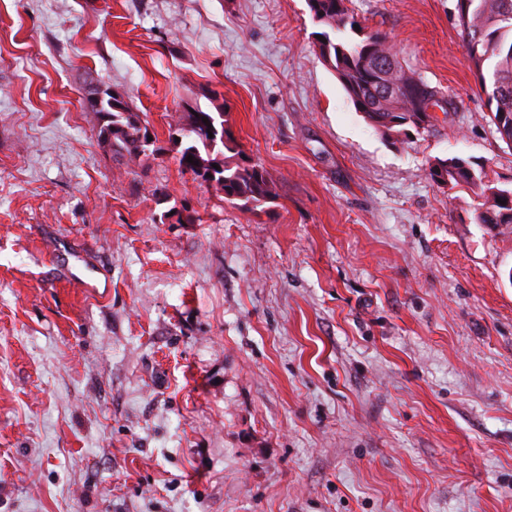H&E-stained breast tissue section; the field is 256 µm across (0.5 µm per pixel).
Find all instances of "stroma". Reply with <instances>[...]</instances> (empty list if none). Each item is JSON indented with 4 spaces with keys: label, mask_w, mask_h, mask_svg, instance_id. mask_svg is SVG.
Segmentation results:
<instances>
[{
    "label": "stroma",
    "mask_w": 512,
    "mask_h": 512,
    "mask_svg": "<svg viewBox=\"0 0 512 512\" xmlns=\"http://www.w3.org/2000/svg\"><path fill=\"white\" fill-rule=\"evenodd\" d=\"M346 5L453 97L431 130L368 125L306 0H0V512H512V233L426 176L511 189L512 149L454 0ZM219 106L257 210L178 165ZM111 97L112 94L107 93L102 102V110L109 111L106 113L111 116V119L105 127L100 128L99 137L109 144L112 135V152L128 156L130 160L148 155L140 151L136 145L140 132L142 129L146 131L147 125L142 123L139 114L133 111L126 100L118 108L112 106L111 109L109 106ZM434 168H439L441 171L440 174L436 173L439 179L434 176ZM427 176L436 183L449 182L478 189L480 192L477 194L482 198V202L475 209L474 222L485 224L490 230H497L498 233L503 229L511 231L512 190L500 189L484 183L469 160L458 156L437 158L427 168ZM497 199H500V202H497ZM503 200H506V204H501Z\"/></svg>",
    "instance_id": "stroma-1"
}]
</instances>
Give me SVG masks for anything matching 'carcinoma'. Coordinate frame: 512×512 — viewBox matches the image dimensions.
Instances as JSON below:
<instances>
[{"mask_svg": "<svg viewBox=\"0 0 512 512\" xmlns=\"http://www.w3.org/2000/svg\"><path fill=\"white\" fill-rule=\"evenodd\" d=\"M313 21L324 28L318 49L336 74L356 111L383 136L399 141L413 128L414 102L425 103L445 94L415 72L403 68L398 52L378 32L355 40L356 32L345 0H306ZM455 12L466 40L468 57L482 88H491L488 98L494 109L489 118L500 140L512 139V0H455ZM397 86L390 96L387 85ZM112 94L102 102L110 121L100 128L99 137L112 142V151L129 159L143 152L137 146L141 131L147 129L138 113L125 101L110 107ZM208 123H203V120ZM178 163L200 182L224 192V200L254 211L275 196V185L264 167L248 158L236 143L224 120V106L215 112L196 110L186 126L176 130ZM193 157L197 164L187 162ZM427 176L439 183H455L479 190L482 202L475 209L474 222L491 230L512 227V190L488 185L476 174L472 163L452 156L437 158Z\"/></svg>", "mask_w": 512, "mask_h": 512, "instance_id": "1", "label": "carcinoma"}]
</instances>
